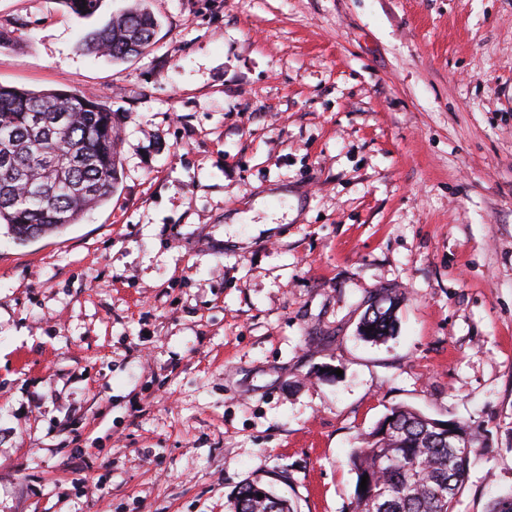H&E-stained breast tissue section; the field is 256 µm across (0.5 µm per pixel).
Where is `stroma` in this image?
<instances>
[{
	"mask_svg": "<svg viewBox=\"0 0 512 512\" xmlns=\"http://www.w3.org/2000/svg\"><path fill=\"white\" fill-rule=\"evenodd\" d=\"M132 2L0 0V85L102 100L121 158L79 223L0 229V512H228L250 481L351 512L397 405L480 432L484 512L512 491V0H147V52L79 48ZM389 321V324H386ZM395 305L390 301L387 308L376 307L367 311L359 326V336L368 342L385 341L392 337L396 328ZM373 328V331H370Z\"/></svg>",
	"mask_w": 512,
	"mask_h": 512,
	"instance_id": "35a3bbf8",
	"label": "stroma"
}]
</instances>
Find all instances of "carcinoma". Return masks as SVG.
<instances>
[{"label":"carcinoma","instance_id":"1","mask_svg":"<svg viewBox=\"0 0 512 512\" xmlns=\"http://www.w3.org/2000/svg\"><path fill=\"white\" fill-rule=\"evenodd\" d=\"M71 13L90 18L101 0H60ZM160 26L137 0L112 15L103 27L80 40L83 51L124 61L151 47ZM118 128L99 99L62 92L25 91L0 85V153L17 167L0 164V226L24 242L76 224L84 212L105 202L118 182ZM396 328L395 305L364 314L359 336L384 341ZM472 437L466 463L448 447L449 430L427 422V415L396 406L353 449L349 465L356 475L353 512H458L479 442ZM368 476L366 490L360 489ZM264 498H258V494ZM229 512H294L290 502L259 482L241 486Z\"/></svg>","mask_w":512,"mask_h":512}]
</instances>
